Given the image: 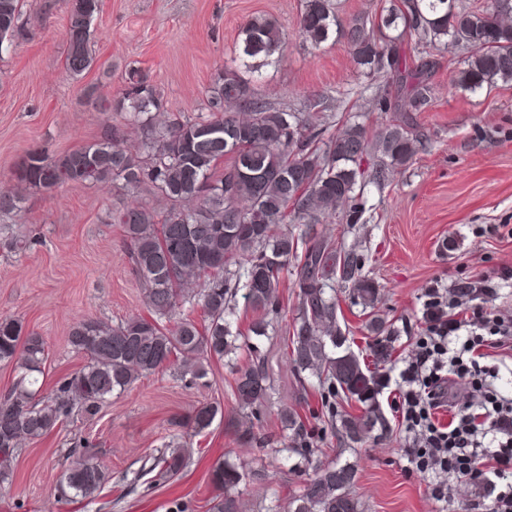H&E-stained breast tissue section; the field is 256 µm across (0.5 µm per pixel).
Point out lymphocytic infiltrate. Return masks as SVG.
Returning a JSON list of instances; mask_svg holds the SVG:
<instances>
[{"label": "lymphocytic infiltrate", "instance_id": "1", "mask_svg": "<svg viewBox=\"0 0 512 512\" xmlns=\"http://www.w3.org/2000/svg\"><path fill=\"white\" fill-rule=\"evenodd\" d=\"M487 275L462 280L432 301L446 316L428 329L407 367L409 389L396 403L398 417L414 435L411 454L435 485L448 477L481 478L491 489L493 512H512V484L500 479L512 469V397L495 386L498 365L489 363V349H512V311L492 308L494 292ZM470 388L464 409L448 422L435 412L457 383Z\"/></svg>", "mask_w": 512, "mask_h": 512}]
</instances>
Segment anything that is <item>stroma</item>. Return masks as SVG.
<instances>
[{
  "label": "stroma",
  "instance_id": "35a3bbf8",
  "mask_svg": "<svg viewBox=\"0 0 512 512\" xmlns=\"http://www.w3.org/2000/svg\"><path fill=\"white\" fill-rule=\"evenodd\" d=\"M70 7L71 0H24L26 29L0 54V187L11 184L15 163L30 151L54 157L95 140L105 117L86 104L83 90L97 85L118 92L129 69L149 76L166 112L184 118L207 112L214 74L229 62L241 26L257 15L275 19L287 35L281 63L264 68L253 82L259 97L298 108L326 93L334 98L335 121H344L354 106L372 131L394 118L375 110L369 99H353L366 80L344 43L315 47L299 35L301 0H101L92 24L95 62L76 78L64 68ZM464 66L462 52L437 54L433 103L417 116L432 146L395 172L384 190L369 189L366 223L319 226L337 243L369 254L366 272L380 288L379 310L399 333L380 397L385 429H374L352 447L329 437L322 456L355 464L362 512H486L490 502L480 480L467 478L450 482L446 500H433L426 475L409 460V440L394 409L402 371L425 333L422 312L430 285L512 266V236L493 231L498 224L512 225V83L476 92L449 88V71ZM138 201L165 206L149 187L127 190L99 182L30 191L21 212L0 215V225L33 242L20 255L0 252V314L21 319L44 337L46 390L82 363L68 343L78 319L90 315L117 323L146 311L122 229L110 221L113 210ZM269 357L276 392L256 427L260 442H240L232 429L241 414L230 366L212 365L204 385L195 388L185 387L171 368L138 381L96 416L25 442L12 480L0 485V512H173L180 502L189 512H206L214 494L209 470L224 457L255 472L241 487L243 512H266L271 497L296 495L313 468L270 477L261 471L281 435L279 409H299L317 428L321 401L313 393L299 397L297 375L279 346H271ZM207 401L220 403L224 414L192 437L185 472L148 492L126 487L123 474L141 468L168 442L174 419ZM77 443L96 454L112 488L93 501L63 505L56 485L68 464L66 452Z\"/></svg>",
  "mask_w": 512,
  "mask_h": 512
}]
</instances>
